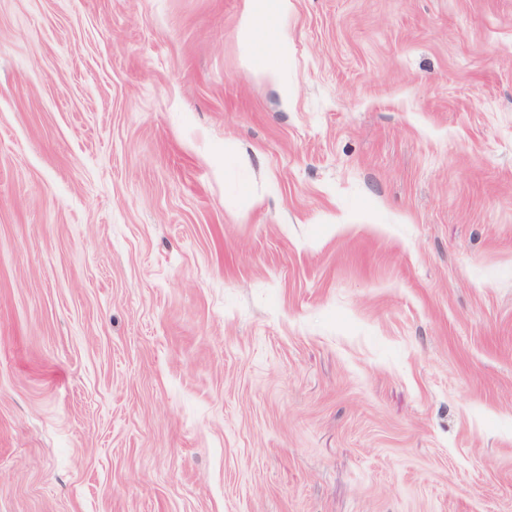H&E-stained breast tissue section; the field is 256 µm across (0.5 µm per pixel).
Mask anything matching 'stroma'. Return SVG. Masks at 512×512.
Instances as JSON below:
<instances>
[{
  "instance_id": "obj_1",
  "label": "stroma",
  "mask_w": 512,
  "mask_h": 512,
  "mask_svg": "<svg viewBox=\"0 0 512 512\" xmlns=\"http://www.w3.org/2000/svg\"><path fill=\"white\" fill-rule=\"evenodd\" d=\"M0 0V512H512V0ZM291 0H243L240 35L245 42H251L257 26L266 18L267 13L276 12L279 16H288ZM260 74L268 80L281 84L284 97H288V85L282 83V74L288 65V55L283 45L278 44L266 55L257 58Z\"/></svg>"
}]
</instances>
